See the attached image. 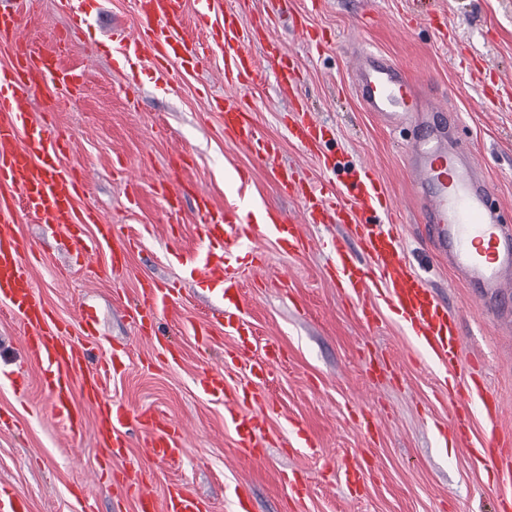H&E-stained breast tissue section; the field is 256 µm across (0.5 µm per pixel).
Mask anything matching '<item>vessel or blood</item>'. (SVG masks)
<instances>
[{
    "label": "vessel or blood",
    "mask_w": 512,
    "mask_h": 512,
    "mask_svg": "<svg viewBox=\"0 0 512 512\" xmlns=\"http://www.w3.org/2000/svg\"><path fill=\"white\" fill-rule=\"evenodd\" d=\"M12 2L0 0V41L13 50L10 64L0 69V302L6 303L26 328L22 349L27 359L41 367L52 412L67 438L92 434L109 461L126 457L131 436L143 431L148 435L149 460H177L183 454L179 425L155 411L140 413L106 396L112 367L90 365L91 345L102 342L96 311L86 306L78 309L76 321L83 338L77 343L69 336V324L57 319L36 295L26 259L31 247L13 229L17 211L56 228L86 259L105 249L118 250L124 256L138 243L119 233L116 225L104 223L93 209L79 206L82 176L64 161L65 140L49 136L47 124L29 123V96L39 83L76 89L84 86L85 74L65 63L63 35H52L47 43L22 36L23 17ZM137 5L138 29L118 40L120 53L147 58L154 65L156 79L164 82L172 79L176 68L202 65L204 52L184 23V0H137ZM197 19L210 27L212 42L224 56L225 82H254L257 65L248 50L250 37L240 31L236 14L225 11L223 0H198ZM266 44V58L278 70L281 91L293 99L292 139L308 154L321 157L339 188L332 193L327 187L298 180L279 164L280 145L260 131L253 110L237 96H225L220 104L225 136L270 167L279 191L297 199L301 211L286 217L270 210L265 223L259 224L253 213L215 206L210 193L189 179L163 186L160 194L168 208H180L189 197L200 218L207 248L190 264L192 281L221 297L224 329L235 336L238 353L249 355L253 332L245 317L242 281L245 274H259L263 264L257 257L244 259L248 242L269 236L289 251L302 252L309 246L304 225L333 220L347 227V234L331 240L332 282L346 297L362 300L364 322H372L377 302H385L431 361L448 371V399L455 410L452 431L460 442H469L473 433L463 403L479 398L486 433L473 448V459L512 477V434L501 432L497 425L500 399L485 385L475 364L464 357L455 316L407 263L402 241L384 219L393 204L375 170L370 164L353 165L326 153L330 129L317 123L297 98L296 72L279 41L270 36ZM354 72L355 90L367 111L392 126L412 122L417 127L409 147V164L423 201L427 239L483 301L505 300L512 295V230L502 223L493 203L494 193L481 179L470 152L449 148L446 105L434 98L423 99L402 68L381 55L359 52ZM89 224L96 228L91 240L84 234ZM138 293L129 316L145 334L151 332L157 316L176 310L182 291L145 280ZM281 358L280 347L269 345L263 356L251 358L248 364L250 386L230 388L223 369L215 368L205 374L201 388L207 396H230L240 405L255 396L256 384L267 378ZM79 395L92 402V414L76 407ZM225 422L235 435L239 456L247 460L258 457L262 443L257 434L264 418L238 407L228 410ZM127 482L136 490L138 512H203L200 499L183 486L170 487L159 501L141 471L129 473Z\"/></svg>",
    "instance_id": "1"
}]
</instances>
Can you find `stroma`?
I'll list each match as a JSON object with an SVG mask.
<instances>
[{
  "instance_id": "stroma-1",
  "label": "stroma",
  "mask_w": 512,
  "mask_h": 512,
  "mask_svg": "<svg viewBox=\"0 0 512 512\" xmlns=\"http://www.w3.org/2000/svg\"><path fill=\"white\" fill-rule=\"evenodd\" d=\"M223 2L243 29L268 22L299 74L306 106L333 130L336 152L375 169L395 202L396 231L408 261L457 314L464 352L483 364L488 387L503 403L499 426L512 431V323L478 301L426 241L406 157L416 129L386 127L365 110L351 61L356 49L365 48L427 82L456 115L455 139L475 154L505 223L512 225V0H434L435 23L423 0H287L278 12L270 0ZM196 10V0H186L187 22L207 47L204 62L176 70L165 84L155 80L145 59L127 60L114 50L113 32L131 33L139 25L136 0H98L67 48V62L85 73V91L46 86L32 97L33 119L51 108L56 131L70 144L68 162L86 177L81 206L139 237L138 250L124 259L123 275L113 276L107 252H98L89 269L51 226L22 214L15 224L32 248L38 296L67 321L80 306L96 310L109 341L97 361L124 351V365L106 395L183 426L185 453L171 463L150 462L147 435L140 431L127 457L102 467L91 435L65 438L40 368L23 356V324L0 317V489L22 496L29 512H80L85 496L96 500L98 512H135L123 475L140 467L156 497L179 484L204 500L208 512H238L242 491L250 512H494L495 490L512 484L475 466L470 449L452 437L454 409L441 369L386 304H379L375 324L365 326L355 302L330 280V240L340 231L333 224L305 225L310 247L301 254L268 238L252 244L264 262L262 278L246 276L243 285L253 352L275 343L283 357L259 385L261 398L252 406L266 419L263 456L238 458L224 422L225 402L205 396L200 382L210 368L220 367L230 387L243 386L246 363L227 357L235 338L215 323L218 302L171 258L174 250L191 255L200 246V220L191 202L169 211L155 188L168 180L171 157L181 149L190 175L215 205L231 209L247 197L287 214L299 211L295 199L279 192L271 169L225 137L214 102L227 95L254 109L260 130L279 141L282 161L298 178L326 184L336 177L289 138L292 102L273 70L264 69L248 87L225 84L223 56L209 34L196 28ZM297 18L321 35L320 43L297 31ZM69 27L60 0H33L22 33L43 40ZM242 169L251 173L243 196L233 178ZM133 179L140 187L136 206L129 203ZM145 277L183 288L180 320L160 321L176 359H168L128 317ZM204 317L213 321L205 348L191 328ZM15 373L24 377L25 391L14 389ZM301 430L315 438L316 449L295 447ZM359 448L369 452L365 483L351 488L342 471Z\"/></svg>"
}]
</instances>
